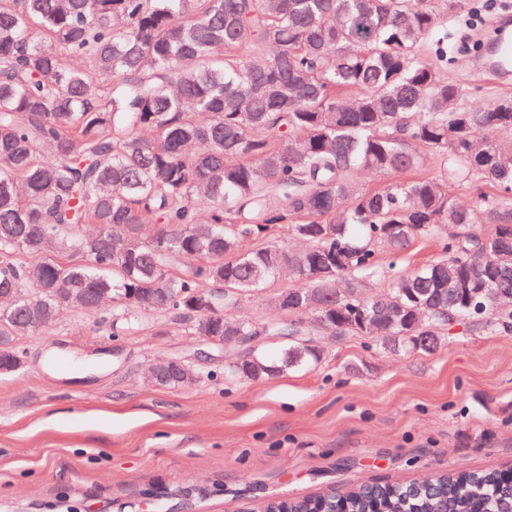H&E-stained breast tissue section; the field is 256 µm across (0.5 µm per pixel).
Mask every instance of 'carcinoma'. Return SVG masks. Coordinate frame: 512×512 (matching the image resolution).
I'll list each match as a JSON object with an SVG mask.
<instances>
[{
  "mask_svg": "<svg viewBox=\"0 0 512 512\" xmlns=\"http://www.w3.org/2000/svg\"><path fill=\"white\" fill-rule=\"evenodd\" d=\"M445 21L423 0H0V297L27 296L0 307V358L104 292L114 336L159 312L197 336L280 346L224 366L240 381L319 362L323 332L393 354L435 351L445 325L512 332L494 300L512 299V98L464 103ZM361 173L396 180L361 190ZM460 181L499 190L480 196L493 233L448 194ZM442 226L455 228L444 256L364 296L381 252ZM284 272L290 292L315 294L288 304L293 320L226 316ZM195 294L216 307L202 323L184 304ZM439 489L448 512L509 508L495 471ZM324 497L372 512L354 490L268 508L314 512ZM383 506L430 510L400 484Z\"/></svg>",
  "mask_w": 512,
  "mask_h": 512,
  "instance_id": "carcinoma-1",
  "label": "carcinoma"
}]
</instances>
